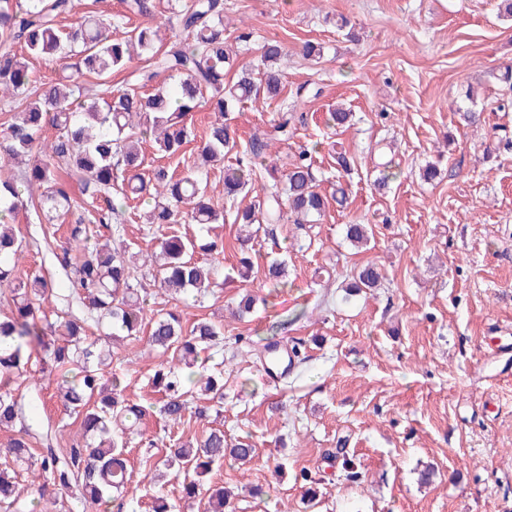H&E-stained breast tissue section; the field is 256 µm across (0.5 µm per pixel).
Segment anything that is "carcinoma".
<instances>
[{
    "mask_svg": "<svg viewBox=\"0 0 512 512\" xmlns=\"http://www.w3.org/2000/svg\"><path fill=\"white\" fill-rule=\"evenodd\" d=\"M124 12L108 19L88 15L64 28L72 16L74 0H0V93L10 94L21 105L0 137V295L8 292L14 312L0 319V426H9L23 414L22 394L15 381L54 377L56 396L64 410L82 417L81 440L64 453L45 448L40 455L34 493L21 497L14 477L0 471V508L4 512H33L35 500L77 488L83 512H110L114 494L123 492L127 472L130 435L146 415L144 406L130 400L126 385L116 376L107 377L102 368L112 363V351L103 342L135 336L149 321L146 344L150 349L171 353L167 367L154 375L163 400L159 415L173 425L184 422L189 409L187 397L202 395L224 400V377L205 364L199 353L223 341L222 329L206 320L184 327L172 312L146 319L145 298L140 288L150 277L162 292H190L202 303L214 294L212 268L195 259L196 249L218 251L216 242L197 244L194 239L170 234L160 242V251L141 256V265L131 263L123 244L102 239L94 225L125 224L136 205L152 201L148 223L164 228L170 224H196L204 229L225 222V214L208 202L207 166L233 151L236 164L224 170V202L234 210L233 223L253 229L283 224L291 219L297 228L311 223L324 212L326 201L316 190L308 151L290 164L282 180L262 188L263 194L244 208H235L239 196L248 195L257 172L270 156L274 143L286 141L296 115L284 101L268 129L239 148L236 133L224 123V115L261 91L269 100L282 93V74L276 64L285 55L279 41L261 47L260 83L253 72L242 69L237 79L225 81L234 66L224 38V0H123ZM167 5V20L182 37L161 46L159 27L140 23L124 36L110 34L132 18H149ZM137 48L143 67L141 89L112 86V74L123 69ZM80 58L77 73L96 76L97 93L87 95L76 79L67 83L36 85L28 59L65 65ZM165 74L175 82L173 89L147 91ZM209 96L218 114L198 146V159L179 173L158 165L144 174V157L139 144L153 135L157 151L164 157L179 154L189 142L188 117L204 96ZM55 134L43 135L46 127ZM29 157L32 164L8 174L9 161ZM43 188L33 208L49 224L68 225L65 245L53 253L55 264L75 275V292L87 315L94 319L99 334H87L85 320L63 311L50 320L40 302L55 289L42 275H17L22 252L9 220L26 206L21 187ZM83 199L73 198V185ZM372 234L368 224L345 225V238L354 246L367 243ZM274 288L286 284L285 263L273 261L263 269ZM381 270L360 267L346 289L352 293L381 286ZM259 303L246 291L237 303L243 317ZM6 452L14 466L23 471L34 464V452L23 436L13 439ZM255 454L248 439L227 443L224 430L211 428L194 442L169 449L165 462L178 466L182 474L184 500H200L204 512H233L231 493L224 486H204L200 477L229 457L249 463Z\"/></svg>",
    "mask_w": 512,
    "mask_h": 512,
    "instance_id": "1",
    "label": "carcinoma"
}]
</instances>
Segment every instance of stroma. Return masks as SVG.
<instances>
[{"mask_svg": "<svg viewBox=\"0 0 512 512\" xmlns=\"http://www.w3.org/2000/svg\"><path fill=\"white\" fill-rule=\"evenodd\" d=\"M240 25L253 37L239 65L256 67L260 45L277 40L285 94L302 84L318 91L300 102L304 122L271 157L282 170L308 148L326 209L308 228L286 223L277 241L254 240L256 269L286 261L285 287L236 279L201 306L149 288L148 312L223 325V345L205 356L223 365L224 404L217 420L167 426L152 384L164 357L141 338L114 347L109 372L124 375L148 408L130 443L124 512H151L159 495L177 499L179 477L154 489L148 466L176 439L214 424L256 446L250 464L227 461L208 477L235 491L236 512H512V492L502 488L512 481V353L491 349L512 329V149L494 136L512 137V111L492 109L507 90L498 76L512 64V20L498 16L497 0H224L226 30ZM308 41L322 46L321 58L304 57ZM469 84L484 110L473 126L457 112ZM339 103L353 113L350 127L325 123ZM276 110L260 98L225 121L244 142ZM340 148L354 159L350 172L336 167ZM430 162L440 175L426 182L420 171ZM385 167L391 177L381 188ZM353 222L372 225L367 248L346 240ZM13 228L25 243L19 274L40 272L55 288L46 314L82 316L65 301L70 276L53 262L64 227L22 209ZM369 262L381 268L383 288L347 295L345 274ZM248 289L265 302L236 318L235 300ZM270 341L299 347L286 381L262 368L257 351ZM20 391L26 415L0 431V450L24 433L34 447L61 451L80 439L81 418L64 411L52 378ZM342 446L358 479L336 457Z\"/></svg>", "mask_w": 512, "mask_h": 512, "instance_id": "obj_1", "label": "stroma"}]
</instances>
